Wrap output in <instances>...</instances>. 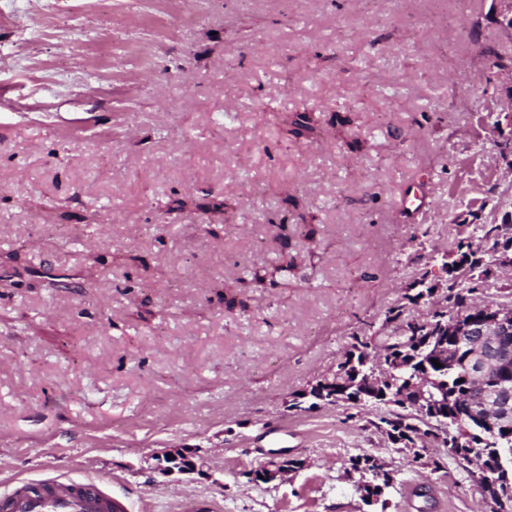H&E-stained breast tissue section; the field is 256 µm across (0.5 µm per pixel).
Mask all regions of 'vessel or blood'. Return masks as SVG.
<instances>
[{"label": "vessel or blood", "instance_id": "vessel-or-blood-1", "mask_svg": "<svg viewBox=\"0 0 512 512\" xmlns=\"http://www.w3.org/2000/svg\"><path fill=\"white\" fill-rule=\"evenodd\" d=\"M122 505L100 483L15 480L0 496V512H121Z\"/></svg>", "mask_w": 512, "mask_h": 512}]
</instances>
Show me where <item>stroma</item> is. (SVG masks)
Segmentation results:
<instances>
[{"mask_svg": "<svg viewBox=\"0 0 512 512\" xmlns=\"http://www.w3.org/2000/svg\"><path fill=\"white\" fill-rule=\"evenodd\" d=\"M487 47L512 60L492 0H0V493L493 512L446 447L392 444L386 405L289 407L390 308L430 314L421 274L512 213ZM254 266L275 285L241 288ZM176 450L197 469L165 473ZM275 454L300 468L247 479ZM363 455L384 505L355 490ZM427 204V195L420 184H413L410 191L400 200L402 210L410 216L422 212Z\"/></svg>", "mask_w": 512, "mask_h": 512, "instance_id": "stroma-1", "label": "stroma"}]
</instances>
